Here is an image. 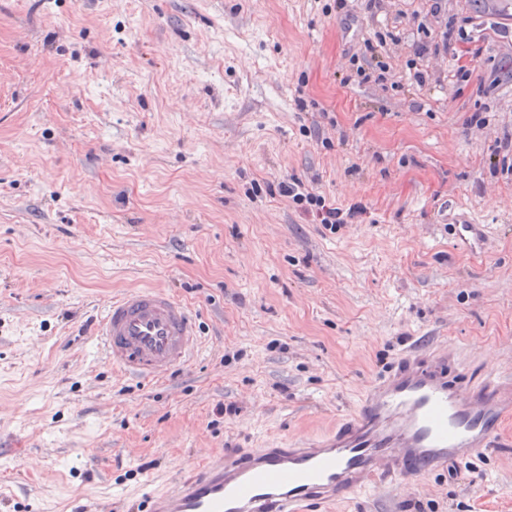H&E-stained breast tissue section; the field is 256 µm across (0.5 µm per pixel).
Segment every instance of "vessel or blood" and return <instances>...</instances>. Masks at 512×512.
Here are the masks:
<instances>
[{
    "instance_id": "obj_1",
    "label": "vessel or blood",
    "mask_w": 512,
    "mask_h": 512,
    "mask_svg": "<svg viewBox=\"0 0 512 512\" xmlns=\"http://www.w3.org/2000/svg\"><path fill=\"white\" fill-rule=\"evenodd\" d=\"M458 247L483 252V225L452 226ZM94 340L113 368L156 382L191 361L199 335L190 308L165 291L112 298ZM512 416V384L474 383L446 353L403 356L366 388L354 411L318 439L229 448L184 481L142 489L145 512H321L371 487L409 483L493 447Z\"/></svg>"
}]
</instances>
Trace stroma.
Returning <instances> with one entry per match:
<instances>
[{
	"mask_svg": "<svg viewBox=\"0 0 512 512\" xmlns=\"http://www.w3.org/2000/svg\"><path fill=\"white\" fill-rule=\"evenodd\" d=\"M495 2L0 0V512H118L224 449L320 437L409 350L512 378ZM449 20L462 70L434 48ZM290 178L367 214L329 232L268 193ZM460 210L484 253L455 246ZM137 286L200 323L153 384L89 335ZM326 512H512V417L454 475Z\"/></svg>",
	"mask_w": 512,
	"mask_h": 512,
	"instance_id": "stroma-1",
	"label": "stroma"
}]
</instances>
